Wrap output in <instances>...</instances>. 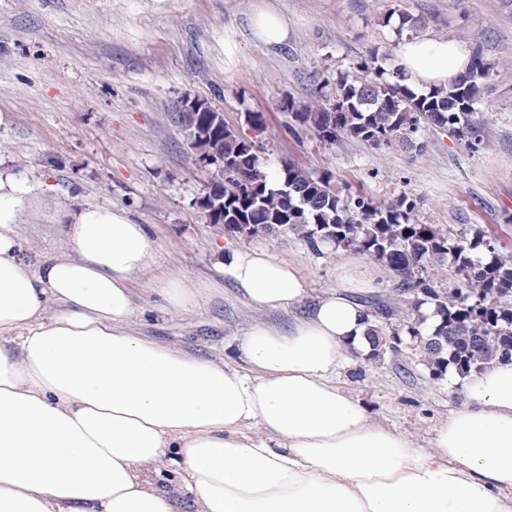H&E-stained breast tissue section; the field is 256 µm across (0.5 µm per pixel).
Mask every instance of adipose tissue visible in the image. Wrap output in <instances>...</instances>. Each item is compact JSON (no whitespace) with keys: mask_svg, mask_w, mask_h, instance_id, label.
<instances>
[{"mask_svg":"<svg viewBox=\"0 0 512 512\" xmlns=\"http://www.w3.org/2000/svg\"><path fill=\"white\" fill-rule=\"evenodd\" d=\"M449 40H404L400 64L444 88L469 67ZM22 198L0 176V512H512V362L466 377L471 406L430 447L383 427L333 377L368 356L369 323L348 291L374 289L350 263L341 291L288 329L255 323L243 372L135 335L130 283L156 262L144 225L104 206L64 210L70 250L20 255ZM224 275L258 312L306 295L296 266L225 249ZM153 293L166 312L198 307L177 276ZM173 468L174 488L154 474Z\"/></svg>","mask_w":512,"mask_h":512,"instance_id":"1","label":"adipose tissue"}]
</instances>
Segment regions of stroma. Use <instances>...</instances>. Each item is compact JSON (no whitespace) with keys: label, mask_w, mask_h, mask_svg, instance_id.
Listing matches in <instances>:
<instances>
[{"label":"stroma","mask_w":512,"mask_h":512,"mask_svg":"<svg viewBox=\"0 0 512 512\" xmlns=\"http://www.w3.org/2000/svg\"><path fill=\"white\" fill-rule=\"evenodd\" d=\"M262 11L286 20V42L255 36L252 19ZM393 12L419 19L420 35L481 50L490 77L473 115L479 145L439 127L421 130L420 152L289 131L284 99L314 101L323 80L372 54L396 69L403 37L383 22ZM187 98L222 112L265 166L289 161L330 174L344 197L408 196L417 223L483 238L512 259V0H0V173L24 200L20 254L34 265L68 250L56 209L127 210L158 248L157 265L131 283L139 335L246 369L237 344L248 329L259 320L284 326L293 314L250 309L217 265L224 247L263 246L294 264L309 303L336 289L337 265L355 257L382 283L355 299L375 307L383 333L411 315L393 305L399 278L367 253L290 233L230 235L211 223L200 201L216 168L185 137ZM252 113L263 115V132L250 126ZM170 274L204 286L199 310L154 307L150 290ZM334 381L375 423L423 448L468 404L464 388L431 376L408 343L373 360L348 359Z\"/></svg>","instance_id":"stroma-1"}]
</instances>
